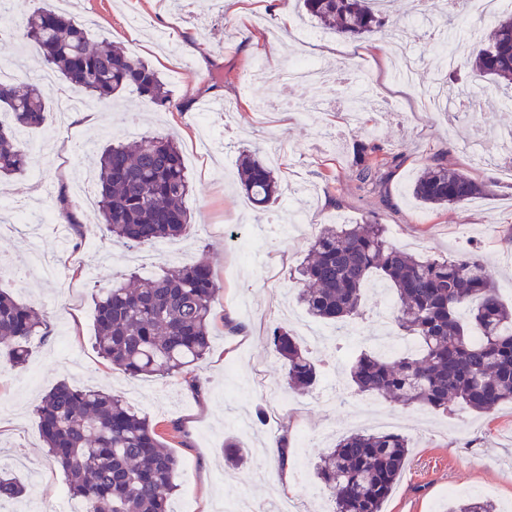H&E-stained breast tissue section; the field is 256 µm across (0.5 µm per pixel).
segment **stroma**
Instances as JSON below:
<instances>
[{"mask_svg": "<svg viewBox=\"0 0 512 512\" xmlns=\"http://www.w3.org/2000/svg\"><path fill=\"white\" fill-rule=\"evenodd\" d=\"M241 4L242 12L232 13L214 8L212 0H190L186 8L162 12L157 0H68L67 10L80 16L90 41L119 43L159 72L171 107L156 109L130 90L110 104L92 102L100 116L93 128L59 122L51 111L30 132L52 141L34 153L30 171L40 172L56 193L18 199V206L54 211L62 193L79 220L69 251L60 253L57 279L31 277L20 292L9 272L0 273V289L17 293L46 320L25 368L0 360V406L13 409L0 413V468L27 487L22 498L0 504V512H61L69 498L35 415L42 396L63 381L112 390L157 424L180 461L171 512H224L226 494L243 491L259 503L292 495L307 512H320L329 493L315 467L338 437L353 431L354 416L371 402L363 395L327 406L321 395L335 368H348L360 351L372 348L380 329L376 299L367 296L355 336L337 335L335 326L321 324L330 339L327 351L312 354L319 370L315 388L297 394L286 386V366L272 351L268 331L306 321L296 299L295 269L322 227L375 220L385 224L392 243L423 257L478 252L501 300L512 303V156L488 154L478 166L470 160L478 137L512 129V97L495 90L490 79L462 77L466 91L454 95L453 107L468 119L451 121L401 80L390 41L314 33L300 0ZM393 10L411 21L408 45L418 81L443 80L439 47L447 32L436 0H394ZM300 56L316 59L325 73V102L307 118L299 107L310 91L287 75ZM260 67L272 82L250 81ZM217 98L232 110L208 114L212 141L205 151L192 115ZM133 120L140 130L177 138L192 183L185 199L192 224L185 239L168 243L162 258L147 248L126 258L96 210L76 194V173L89 171ZM364 137L399 155L386 197L356 188L352 152ZM244 149L278 155L277 174L291 193L267 209H254L235 181ZM437 157L467 168L484 184L485 196L447 212L422 206L411 186ZM35 247L59 252L53 227H44L38 240L22 225L0 233V255L13 264H27ZM202 258L211 262L221 291L213 305L210 352L190 380L131 378L97 353L98 285L133 270L159 277ZM379 406L398 419L410 446L384 512H440L455 496L486 498L501 512H512L511 403L480 414L457 404L444 412L401 408L384 399ZM283 435L289 461L297 466L292 487L283 486L282 470L271 458L253 453L239 468L224 462L227 438L253 451Z\"/></svg>", "mask_w": 512, "mask_h": 512, "instance_id": "35a3bbf8", "label": "stroma"}]
</instances>
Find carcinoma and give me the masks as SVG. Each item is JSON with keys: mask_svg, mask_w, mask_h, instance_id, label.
<instances>
[{"mask_svg": "<svg viewBox=\"0 0 512 512\" xmlns=\"http://www.w3.org/2000/svg\"><path fill=\"white\" fill-rule=\"evenodd\" d=\"M391 2L302 0L319 26L350 40L399 28ZM20 33L39 48L48 70L90 99L102 101L131 88L156 107L170 103L151 65L110 42L90 43L81 23L59 13L51 0L23 18ZM457 68L512 90V14L499 19L484 46ZM2 112L12 119L0 124V174L8 176L30 165L32 152L18 132L41 126L48 104L36 84L0 82ZM397 159L372 138L357 143V187L384 192L385 169ZM238 176L242 192L258 207L281 196L273 168L255 153L242 154ZM96 180L98 212L123 246L175 240L189 228L184 200L190 182L172 138L140 134L108 145ZM412 194L430 209L449 210L481 197L484 187L464 170L435 162L419 172ZM298 275L305 288L297 300L306 313L338 329L363 315L368 285L380 280L392 294V322L404 338L416 341L403 354L360 352L349 368L356 394L442 411L450 402L478 413L512 403V306L499 299L480 257L424 259L388 241L382 224H342L312 239ZM219 292L205 259L175 265L158 278L131 273L109 281L96 298L95 348L131 377L187 375L210 350ZM41 325L33 307L0 290V355L23 365L27 341ZM270 344L287 363L288 388L314 387L318 369L288 328L275 327ZM36 413L48 454L83 512H169L179 461L155 425L120 396L60 383ZM408 454V440L397 433L362 430L340 438L317 467L333 512H383ZM24 493L16 478L0 470V503ZM445 512H496V506L468 498L449 502Z\"/></svg>", "mask_w": 512, "mask_h": 512, "instance_id": "carcinoma-1", "label": "carcinoma"}]
</instances>
